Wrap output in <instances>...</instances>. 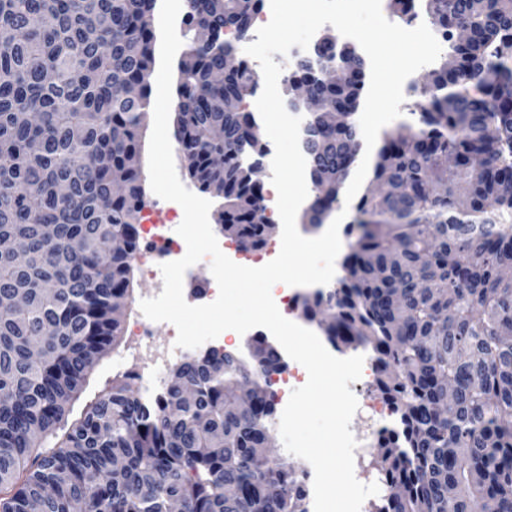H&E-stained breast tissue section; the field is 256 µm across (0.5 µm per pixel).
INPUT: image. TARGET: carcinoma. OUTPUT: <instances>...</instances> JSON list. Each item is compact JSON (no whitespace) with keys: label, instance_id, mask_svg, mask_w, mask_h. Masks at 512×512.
<instances>
[{"label":"carcinoma","instance_id":"1","mask_svg":"<svg viewBox=\"0 0 512 512\" xmlns=\"http://www.w3.org/2000/svg\"><path fill=\"white\" fill-rule=\"evenodd\" d=\"M156 2L0 0V238L27 249L22 263L0 253V512H307L304 472L256 465L286 367L264 339L259 362L186 356L150 403L116 376L70 418L134 290L144 196L126 160L150 107ZM262 7L185 0L173 123L245 251L269 236L248 176L265 142L244 105L257 78L227 64L228 35L246 38ZM424 12L448 58L414 89L416 124L383 135L343 275L304 317L335 348L371 354L397 415L378 434L385 494L368 512H512V0H424ZM341 53L327 39L284 77L322 105L303 130L313 227L361 146L362 63Z\"/></svg>","mask_w":512,"mask_h":512}]
</instances>
